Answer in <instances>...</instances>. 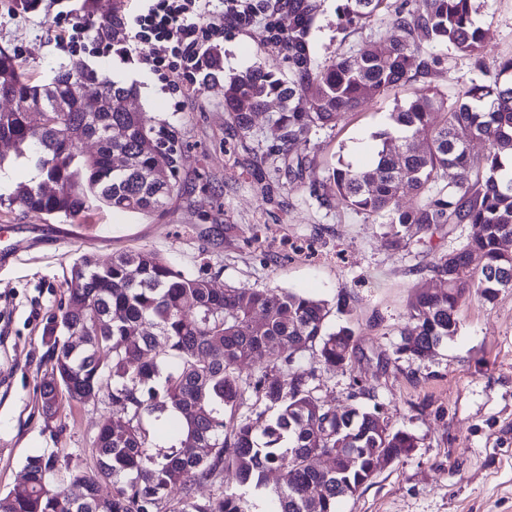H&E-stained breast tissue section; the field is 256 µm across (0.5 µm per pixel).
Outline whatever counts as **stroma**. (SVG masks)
Instances as JSON below:
<instances>
[{"label":"stroma","mask_w":512,"mask_h":512,"mask_svg":"<svg viewBox=\"0 0 512 512\" xmlns=\"http://www.w3.org/2000/svg\"><path fill=\"white\" fill-rule=\"evenodd\" d=\"M77 0H40L18 12L0 0V49L14 54L25 72L49 82L64 63L79 57L88 67L137 69L135 111L166 122L183 145L178 173L182 192L164 212L150 216L94 209L77 220L0 207V232L17 249L0 266V493L18 482L31 455L56 458L59 479L93 467V441L112 405L64 403L45 422L36 383L47 367L43 328L81 255L105 262L122 251L151 249L193 275L220 272L224 286L280 288L328 301L332 326L355 333L345 366L310 356L296 359L311 371L316 396L343 410H376L390 426L417 439L414 452L380 466L370 485L340 499L336 512H512V288L493 303L470 294L459 309L457 335L428 359L398 352L414 289L433 287L428 265L472 228L440 226L392 247L386 216H368L330 199L326 179L338 162H369L373 136L416 85L390 90L344 114L335 128L300 142L309 159L302 178L277 157L255 164L267 146L268 115L254 117L252 134L234 135L219 82L171 94L139 54H128L130 34L116 44L88 43L72 54L65 38L81 20ZM339 0H318L309 36L317 64L353 54L366 39L388 40L389 19L356 31L336 26ZM489 28L481 62L435 47L442 63L430 77L445 97L474 83H491L499 63L512 56V0H476ZM268 20L228 30L220 43L224 77L258 60L274 67ZM321 195H313V186Z\"/></svg>","instance_id":"stroma-1"}]
</instances>
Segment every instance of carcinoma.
<instances>
[{
  "mask_svg": "<svg viewBox=\"0 0 512 512\" xmlns=\"http://www.w3.org/2000/svg\"><path fill=\"white\" fill-rule=\"evenodd\" d=\"M91 2L95 30L112 35L115 8ZM317 9V0H276L269 6L275 19L268 43L288 73L279 76L257 62L224 83V109L241 138L250 134L254 113L278 103L269 117V153L299 175L306 168L296 151L301 139L335 127L342 114L371 98L433 74L441 60L425 47L442 44L479 64L487 42V29L474 19L475 0H423L419 9L394 12L391 0H342L338 28L357 30L389 16L397 35L384 44L365 40L352 55L319 66L308 42ZM222 69L216 50L201 84ZM82 86L102 89L112 111H88ZM134 95L74 59L41 84L0 49V99L11 103L0 110V142L13 150L11 157L0 155V170L42 148L39 181L19 184L0 205L65 219L93 207L143 215L163 210L181 191L178 175L168 182L149 175L163 165L176 168L177 140L126 109ZM28 101L41 103L42 122H32L23 109ZM111 126L122 131L120 139L107 136ZM376 138L371 166L332 168L336 202L367 215L388 214L394 245L443 224L472 227L427 267L440 288L409 298L399 351L425 359L457 334L467 293L474 289L492 303L512 288V171L504 164L512 160V57L500 62L499 79L474 83L450 103L423 86L390 113L389 128ZM477 139L488 143L480 156L470 151ZM87 140L94 150L80 148ZM116 155L127 165L116 167ZM404 192L425 201L404 208ZM212 283L147 249L106 263L88 255L73 262L66 298L44 330L49 366L38 383L42 414L50 422L65 401L99 398L120 413L98 428L93 471L75 473L54 489V462L29 456L24 480L0 494V512H253V498L262 493L274 501L272 512H336L337 500L356 495L376 476L375 455L398 460L417 448L414 435L376 412L328 407L310 388V373L291 369L305 352L332 367L349 360L354 333L329 326L327 303L291 291ZM250 362L271 363L280 376L264 372L244 380L240 367ZM253 397L265 410L241 413ZM271 409L276 414L265 418ZM152 413L167 415L175 440L163 454L153 452L143 427L144 415ZM319 453L332 455L330 469L311 463ZM227 472L235 475L233 489L224 488ZM273 472L280 479L270 488ZM203 484L217 494L198 499Z\"/></svg>",
  "mask_w": 512,
  "mask_h": 512,
  "instance_id": "obj_1",
  "label": "carcinoma"
}]
</instances>
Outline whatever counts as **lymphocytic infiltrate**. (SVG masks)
Instances as JSON below:
<instances>
[{"mask_svg":"<svg viewBox=\"0 0 512 512\" xmlns=\"http://www.w3.org/2000/svg\"><path fill=\"white\" fill-rule=\"evenodd\" d=\"M260 0H140L124 19L132 48L179 92L195 86L217 36L260 17Z\"/></svg>","mask_w":512,"mask_h":512,"instance_id":"lymphocytic-infiltrate-1","label":"lymphocytic infiltrate"}]
</instances>
